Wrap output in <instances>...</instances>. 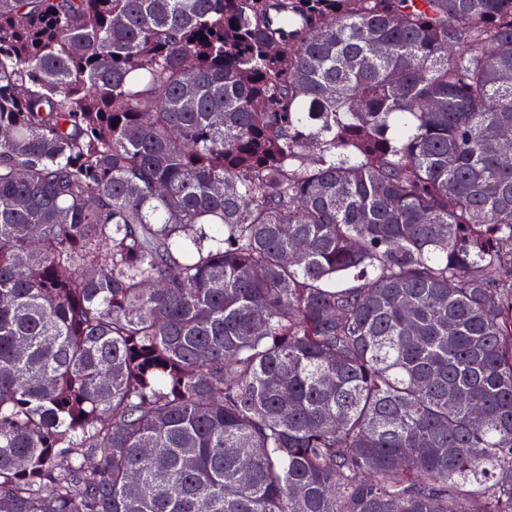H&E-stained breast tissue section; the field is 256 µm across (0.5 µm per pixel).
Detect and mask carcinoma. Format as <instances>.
<instances>
[{"label":"carcinoma","instance_id":"cac0c4a2","mask_svg":"<svg viewBox=\"0 0 512 512\" xmlns=\"http://www.w3.org/2000/svg\"><path fill=\"white\" fill-rule=\"evenodd\" d=\"M0 512H512V0H0Z\"/></svg>","mask_w":512,"mask_h":512}]
</instances>
